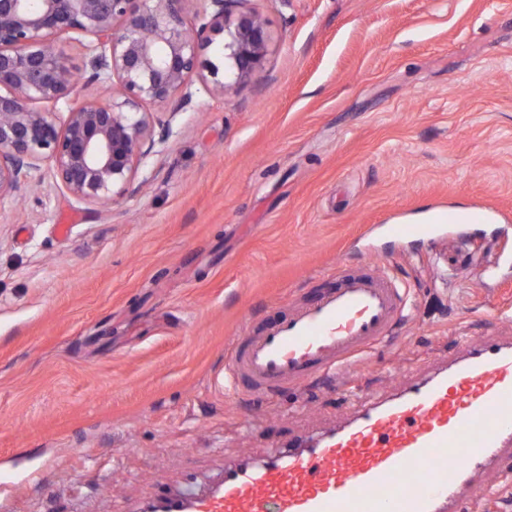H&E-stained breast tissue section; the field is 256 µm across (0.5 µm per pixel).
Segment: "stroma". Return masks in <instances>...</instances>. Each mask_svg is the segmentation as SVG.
Returning <instances> with one entry per match:
<instances>
[{"label":"stroma","mask_w":512,"mask_h":512,"mask_svg":"<svg viewBox=\"0 0 512 512\" xmlns=\"http://www.w3.org/2000/svg\"><path fill=\"white\" fill-rule=\"evenodd\" d=\"M263 68L170 114L143 189L75 201L50 162L0 201V506L126 512L354 411L331 383L225 387L245 316L287 314L339 261L392 266L416 307L355 391L512 327V0H251ZM493 209L441 242L383 225Z\"/></svg>","instance_id":"35a3bbf8"}]
</instances>
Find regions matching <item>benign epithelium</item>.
<instances>
[{"label": "benign epithelium", "instance_id": "obj_1", "mask_svg": "<svg viewBox=\"0 0 512 512\" xmlns=\"http://www.w3.org/2000/svg\"><path fill=\"white\" fill-rule=\"evenodd\" d=\"M250 0H0V201L24 195L47 160L60 187L101 204L140 189L142 161L199 91L224 93L262 69L269 35ZM222 36L224 80L199 73ZM83 45L84 83L106 91L73 104L75 73L55 47Z\"/></svg>", "mask_w": 512, "mask_h": 512}]
</instances>
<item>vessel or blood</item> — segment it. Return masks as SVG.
<instances>
[{"label": "vessel or blood", "instance_id": "b4317fda", "mask_svg": "<svg viewBox=\"0 0 512 512\" xmlns=\"http://www.w3.org/2000/svg\"><path fill=\"white\" fill-rule=\"evenodd\" d=\"M441 224H387L395 239H438ZM411 299L365 261L320 274L307 297L263 326L245 320L228 348L227 378L248 396L335 380L388 341ZM512 478V335L454 339L387 396H373L336 427L294 436L265 457L230 462L205 489L159 491L129 512H479L490 477Z\"/></svg>", "mask_w": 512, "mask_h": 512}]
</instances>
